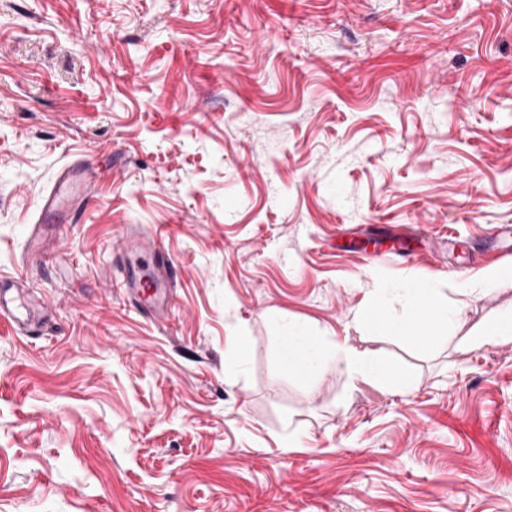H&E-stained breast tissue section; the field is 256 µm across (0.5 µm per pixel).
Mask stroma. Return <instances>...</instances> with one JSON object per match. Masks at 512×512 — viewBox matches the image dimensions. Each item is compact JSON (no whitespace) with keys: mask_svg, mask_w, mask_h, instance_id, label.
<instances>
[{"mask_svg":"<svg viewBox=\"0 0 512 512\" xmlns=\"http://www.w3.org/2000/svg\"><path fill=\"white\" fill-rule=\"evenodd\" d=\"M79 223L27 231L58 171ZM512 0H0V512H512ZM135 226L174 262L167 321L121 293ZM464 307L421 353L372 290ZM409 368L399 393L282 375L280 320ZM251 347L232 376L238 334ZM6 320L15 328L32 329L41 317L32 306L16 281L0 280V320ZM512 340V312L501 314L476 326L461 341L468 347L481 348Z\"/></svg>","mask_w":512,"mask_h":512,"instance_id":"1","label":"stroma"}]
</instances>
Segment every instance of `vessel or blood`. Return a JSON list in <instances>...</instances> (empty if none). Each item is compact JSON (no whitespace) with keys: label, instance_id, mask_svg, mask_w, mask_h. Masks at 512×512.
Returning a JSON list of instances; mask_svg holds the SVG:
<instances>
[{"label":"vessel or blood","instance_id":"obj_1","mask_svg":"<svg viewBox=\"0 0 512 512\" xmlns=\"http://www.w3.org/2000/svg\"><path fill=\"white\" fill-rule=\"evenodd\" d=\"M91 182L88 169L74 163L62 168L51 191L43 196L38 215L28 236L30 251H38L48 225L62 222L77 223L82 191ZM115 248L133 256H149L156 260L157 271L151 276H124L123 294L129 301L137 302L155 319H163L174 298L173 263L165 257L155 236L138 232H121ZM6 320L16 328L30 329L41 320L36 307L32 306L17 282L0 280V320Z\"/></svg>","mask_w":512,"mask_h":512}]
</instances>
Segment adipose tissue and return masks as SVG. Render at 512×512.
Listing matches in <instances>:
<instances>
[{"label": "adipose tissue", "instance_id": "ef3b65f1", "mask_svg": "<svg viewBox=\"0 0 512 512\" xmlns=\"http://www.w3.org/2000/svg\"><path fill=\"white\" fill-rule=\"evenodd\" d=\"M393 297L403 301L402 315L389 314L388 303ZM460 313L459 307L442 301L435 289L407 283L399 288L369 292L354 320L370 332L426 352L447 337L449 327L457 322ZM275 357L283 373L306 382L316 380L332 364L342 362L355 377L373 380L389 390L407 391L413 385L411 373L381 355L347 348L298 321L280 324Z\"/></svg>", "mask_w": 512, "mask_h": 512}]
</instances>
